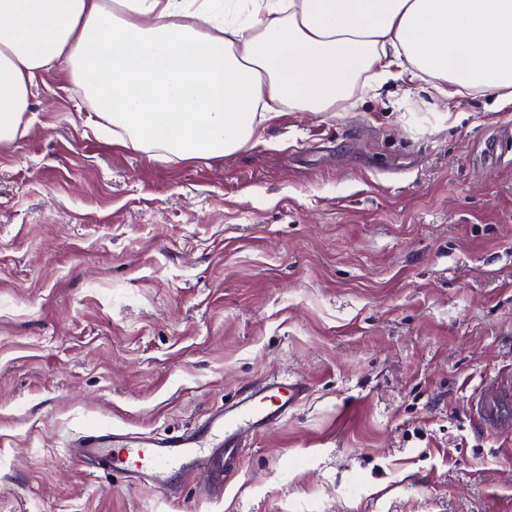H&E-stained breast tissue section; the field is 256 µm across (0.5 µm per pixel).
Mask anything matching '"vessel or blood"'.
I'll use <instances>...</instances> for the list:
<instances>
[{"instance_id":"b4317fda","label":"vessel or blood","mask_w":512,"mask_h":512,"mask_svg":"<svg viewBox=\"0 0 512 512\" xmlns=\"http://www.w3.org/2000/svg\"><path fill=\"white\" fill-rule=\"evenodd\" d=\"M304 393L301 381L267 380L214 411L186 434L124 433L98 427L79 434L72 446L76 456L100 469L151 477L162 491L167 490L174 476L203 458L210 463L212 483L219 485L224 481L226 461L235 458L245 438L274 428ZM511 400L512 392L505 390L494 399L475 401L473 412L488 427L499 430L505 422L498 414V404Z\"/></svg>"}]
</instances>
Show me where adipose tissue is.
Returning <instances> with one entry per match:
<instances>
[{
  "instance_id": "1",
  "label": "adipose tissue",
  "mask_w": 512,
  "mask_h": 512,
  "mask_svg": "<svg viewBox=\"0 0 512 512\" xmlns=\"http://www.w3.org/2000/svg\"><path fill=\"white\" fill-rule=\"evenodd\" d=\"M60 64L93 131L211 159L408 76L512 102V0H0V147Z\"/></svg>"
}]
</instances>
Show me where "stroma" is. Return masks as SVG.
I'll use <instances>...</instances> for the list:
<instances>
[{"label":"stroma","mask_w":512,"mask_h":512,"mask_svg":"<svg viewBox=\"0 0 512 512\" xmlns=\"http://www.w3.org/2000/svg\"><path fill=\"white\" fill-rule=\"evenodd\" d=\"M66 67L0 148V512H512V104L396 83L170 161L94 137ZM495 142L500 162L484 159ZM307 384L224 485L73 458ZM511 400L512 392L505 390L497 393L495 399H478L475 401L473 404V412L481 418L488 427L495 430L503 429L504 427H509L510 422H505L500 418L497 406L502 401L510 402Z\"/></svg>","instance_id":"35a3bbf8"}]
</instances>
